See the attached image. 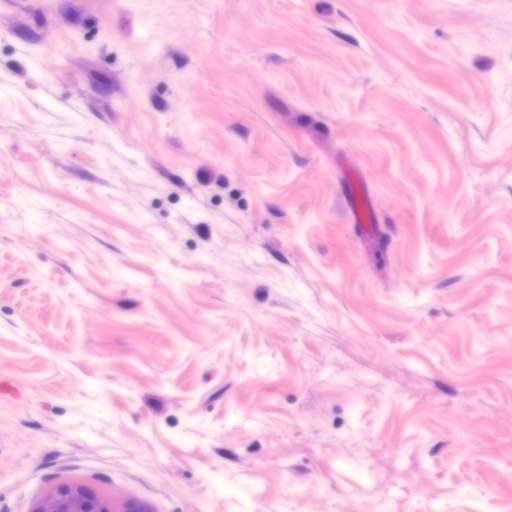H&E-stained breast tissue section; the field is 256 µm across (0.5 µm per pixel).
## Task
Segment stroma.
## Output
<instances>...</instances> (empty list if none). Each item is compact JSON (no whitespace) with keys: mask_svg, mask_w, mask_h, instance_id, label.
I'll return each instance as SVG.
<instances>
[{"mask_svg":"<svg viewBox=\"0 0 512 512\" xmlns=\"http://www.w3.org/2000/svg\"><path fill=\"white\" fill-rule=\"evenodd\" d=\"M0 379V512H512V0H0ZM374 215L371 201L366 195L360 198L353 196L350 201V212L348 214V221L354 224H369L372 222ZM35 512H106V509L81 487L68 485L50 493Z\"/></svg>","mask_w":512,"mask_h":512,"instance_id":"stroma-1","label":"stroma"}]
</instances>
